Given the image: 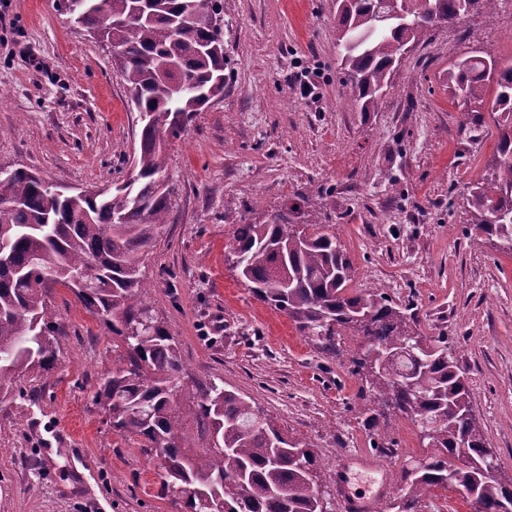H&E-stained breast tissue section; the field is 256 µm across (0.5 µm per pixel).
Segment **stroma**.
I'll return each instance as SVG.
<instances>
[{"label": "stroma", "instance_id": "1", "mask_svg": "<svg viewBox=\"0 0 512 512\" xmlns=\"http://www.w3.org/2000/svg\"><path fill=\"white\" fill-rule=\"evenodd\" d=\"M224 93L167 147L168 222L143 271L152 312L178 342L190 377L221 380L285 434L310 442L330 512L350 490L391 488L430 456L419 428L383 416L352 374L361 336L338 356L258 301L231 268L235 224L308 199L326 206L352 272L410 305L416 335L448 339L497 477L512 483V254L467 227L462 194L482 175L498 131L474 138L440 78L476 54L512 62V17L474 12L406 54L378 112L355 111L336 68V0H224ZM313 87L302 94L301 82ZM0 167L97 188L124 179L142 123L106 46L60 0H0ZM52 306L66 337L52 370L20 374L0 398V512H176L163 473L93 401L112 369V335L71 292ZM378 465H353L357 455Z\"/></svg>", "mask_w": 512, "mask_h": 512}]
</instances>
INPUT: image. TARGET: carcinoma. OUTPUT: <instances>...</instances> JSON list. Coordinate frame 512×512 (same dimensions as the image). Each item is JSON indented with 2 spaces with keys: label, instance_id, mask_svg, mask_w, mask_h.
Segmentation results:
<instances>
[{
  "label": "carcinoma",
  "instance_id": "carcinoma-1",
  "mask_svg": "<svg viewBox=\"0 0 512 512\" xmlns=\"http://www.w3.org/2000/svg\"><path fill=\"white\" fill-rule=\"evenodd\" d=\"M75 20L117 41L131 102L147 114L134 173L122 184L62 195L46 179L16 168L0 172V394L19 373L48 370L63 328L51 308L53 289H70L118 340L112 372L101 378L95 404L112 428L143 440L166 473L164 489L179 512H321L312 484L320 458L305 440L282 434L251 401L215 380H191L193 406L172 408L183 366L178 343L158 319L146 326L142 268L163 224L170 188L166 147L193 116L224 93V40L207 16L222 0H69ZM336 66L360 112H377L391 75L417 44L494 0H337ZM455 96L477 112L459 133L481 123L480 107L495 86L491 111L498 145L482 179L463 195L466 223L512 251V64L469 56L448 69ZM328 216L295 204L261 222L236 225L231 259L253 296L286 314L304 336L338 354L341 329L362 333L353 360L382 406L413 422L426 419L435 453L418 472H403L397 512H419L424 495L454 481L497 512L507 486L482 468L489 453L473 414L467 378L448 357L446 338L408 350L410 306L383 290L348 292L351 263ZM195 424L210 446L188 439Z\"/></svg>",
  "mask_w": 512,
  "mask_h": 512
}]
</instances>
